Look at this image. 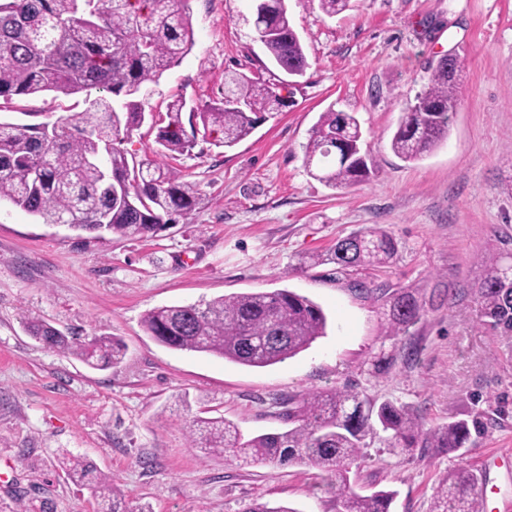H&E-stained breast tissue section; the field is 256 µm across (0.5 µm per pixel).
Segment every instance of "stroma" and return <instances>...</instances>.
<instances>
[{
  "instance_id": "35a3bbf8",
  "label": "stroma",
  "mask_w": 512,
  "mask_h": 512,
  "mask_svg": "<svg viewBox=\"0 0 512 512\" xmlns=\"http://www.w3.org/2000/svg\"><path fill=\"white\" fill-rule=\"evenodd\" d=\"M191 51L149 85L150 109L171 96L220 98L228 69L277 84L289 105L231 148L198 143L172 165L206 198L180 224L144 238H96L39 223L0 202V512H99L63 458L108 476L132 512H242L258 500L336 512L338 487L309 465H240L192 447L193 419L224 418L248 437L284 429L279 402L351 387L407 406L426 426L482 414L465 448L406 456L367 448L349 485L391 489L390 512H431L449 474L477 471L512 501V334L481 326L474 292L482 257L512 252V0H351L330 17L318 0H288L309 66L298 81L257 41L249 0H191ZM465 60L447 140L407 163L390 139L432 66ZM354 114L374 161L363 183L330 189L303 162L327 108ZM85 108L46 92L0 106V120L38 124ZM381 228L398 260L353 275L298 257ZM387 294L413 291L421 319L386 333ZM287 289L319 304L325 336L284 362L244 367L172 350L143 327L151 309ZM40 318L78 338L109 335L122 363L93 370L28 333ZM385 358L383 369L375 360Z\"/></svg>"
}]
</instances>
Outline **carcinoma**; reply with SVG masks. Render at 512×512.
Wrapping results in <instances>:
<instances>
[{"mask_svg":"<svg viewBox=\"0 0 512 512\" xmlns=\"http://www.w3.org/2000/svg\"><path fill=\"white\" fill-rule=\"evenodd\" d=\"M190 0H0V100L53 92L69 97L91 89L112 94L87 101L84 111L53 124L0 122V201L6 200L44 224H71L88 234L147 237L187 218L201 202L196 184L181 172L115 146L120 135L142 125L149 113L143 89L192 48ZM255 32L262 35L276 67L290 76L305 72L308 60L294 31L287 0H251ZM336 16L351 0H318ZM453 68L433 67L427 86L404 113L391 139L392 151L407 162L422 160L448 138L457 104ZM286 106L277 88L261 77L224 72L219 101L187 108L173 98L159 115L157 154L175 159L191 154L202 140L231 148ZM357 119L328 109L320 113L304 146L309 174L332 189L364 181L369 158L361 153ZM399 253V241L381 228L352 233L324 253L301 258L312 267L334 264L341 273L385 268ZM479 323L512 333V254H492L476 289ZM415 294L398 291L389 301V336L421 319ZM146 333L170 349L206 353L255 368L274 365L307 349L326 334L323 309L287 289L223 296L198 304L154 308L143 318ZM28 332L43 346L76 356L93 369L121 362L124 345L114 336L80 341L36 319ZM282 418L289 428L244 438L222 419L198 418L193 446L242 462L310 464L344 482L349 466L374 442L396 456L416 448L456 451L481 435L479 417L423 429L403 405L377 406L351 389L288 398ZM68 477L85 483L90 466L78 458L62 461ZM480 476L458 471L437 492L431 512H482ZM111 479L100 477L95 494L102 512H130L113 495ZM394 492L369 495L340 490L339 512H389Z\"/></svg>","mask_w":512,"mask_h":512,"instance_id":"obj_1","label":"carcinoma"}]
</instances>
